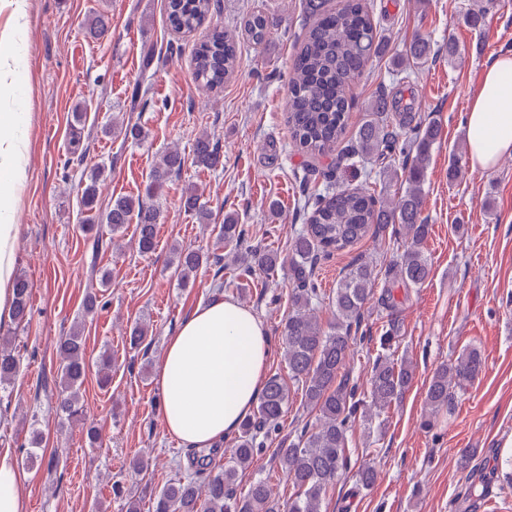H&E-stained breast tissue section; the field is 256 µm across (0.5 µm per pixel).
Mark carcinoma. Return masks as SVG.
<instances>
[{"instance_id":"carcinoma-1","label":"carcinoma","mask_w":512,"mask_h":512,"mask_svg":"<svg viewBox=\"0 0 512 512\" xmlns=\"http://www.w3.org/2000/svg\"><path fill=\"white\" fill-rule=\"evenodd\" d=\"M307 15L313 19L295 56L288 82L287 122L300 149L331 159L330 171L339 168L336 145L342 139L349 120L347 88L381 50L366 0H341L338 8L328 7V0H303ZM210 0H167L166 15L170 27L178 32H192L206 19ZM270 34L267 16H250L242 35L254 44H262ZM432 50L423 39L414 40L407 60L426 63ZM198 85L206 90L219 88L239 67L238 36L215 30L192 52ZM409 130L414 137L399 142V130ZM440 135L439 126L422 124L414 112H392L389 98L376 97L368 106L353 142L345 150L349 158L368 160L387 152L414 153L407 166L397 171L387 168L383 176L401 177L406 184L395 200L377 199L366 187L334 186L308 204L306 228L293 240L287 257L274 251L252 248L240 258L245 271L254 268L273 271L288 265L296 284L290 294L291 313L284 326L285 359L288 380L271 375L251 417L244 420L222 467L212 465L213 455L194 454L189 458L191 473L164 485L154 496L153 512H322L326 489L347 469V442L350 424L359 409L366 420L380 417L397 402L413 381V368L405 361L386 355L378 358L371 371L368 399L355 400L357 386L342 373L352 355L350 329L367 309L374 296L376 277L373 267L356 261L336 283L331 298L335 322L323 328L314 313L318 298L312 283L314 267L320 254L342 251L368 235L372 226L399 224L406 233L404 251L392 269V283L405 288L420 287L430 276L431 267L422 250L429 225L421 217L423 185L433 146ZM196 163L207 169L223 164V154L207 135L195 144ZM184 160L177 150L162 154L155 163L146 187V195L162 190L168 179L178 173ZM105 169L96 168L81 182V200L85 211V231L104 222L112 237L128 224H135L140 252L148 254L157 247L159 212L142 198H116L105 213L97 209L100 181ZM235 218L224 216L218 241L231 242L240 237ZM182 280L198 271L203 263L219 264L221 255L208 256L198 250L173 249ZM13 288L14 320L21 324L29 316L30 285L17 276ZM84 325L74 326L58 340L61 394L57 412L66 420L83 415L80 390L88 366ZM20 362L8 340L0 342V388L12 384ZM483 368L481 351L471 346L451 363L442 365L432 375L425 395L420 427L433 429L442 413H451L452 391L475 380ZM301 390L306 407L316 411L318 421L311 432L281 443L278 464L296 495L279 503L272 498L269 481L257 479L246 493L233 491L240 473L247 470L257 449V438L280 429L290 397V386Z\"/></svg>"}]
</instances>
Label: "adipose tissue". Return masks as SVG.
Returning <instances> with one entry per match:
<instances>
[{
  "label": "adipose tissue",
  "mask_w": 512,
  "mask_h": 512,
  "mask_svg": "<svg viewBox=\"0 0 512 512\" xmlns=\"http://www.w3.org/2000/svg\"><path fill=\"white\" fill-rule=\"evenodd\" d=\"M28 0H0V325L12 319L18 189L25 180L28 93L14 78L27 53ZM465 128L472 168L512 154V53L498 55L471 95ZM271 338L255 314L223 295L199 304L166 339L155 383L166 433L209 451L235 431L262 392ZM11 449L0 448V512H24Z\"/></svg>",
  "instance_id": "adipose-tissue-1"
}]
</instances>
